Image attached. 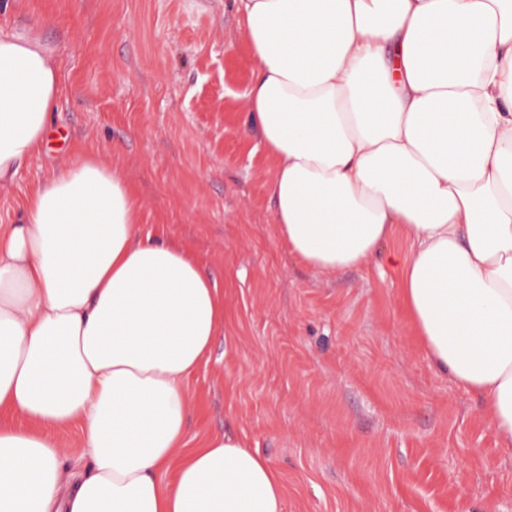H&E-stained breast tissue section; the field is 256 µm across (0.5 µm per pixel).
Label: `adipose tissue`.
<instances>
[{
  "mask_svg": "<svg viewBox=\"0 0 512 512\" xmlns=\"http://www.w3.org/2000/svg\"><path fill=\"white\" fill-rule=\"evenodd\" d=\"M230 8L280 236L333 273L403 230L390 261L422 346L511 448L512 0ZM60 94L37 26L0 24V185L39 154ZM141 212L89 151L0 225V512H284L276 468L239 436L184 443L224 296ZM72 425L78 461L50 435Z\"/></svg>",
  "mask_w": 512,
  "mask_h": 512,
  "instance_id": "ef3b65f1",
  "label": "adipose tissue"
}]
</instances>
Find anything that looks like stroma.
Returning a JSON list of instances; mask_svg holds the SVG:
<instances>
[{"instance_id": "1", "label": "stroma", "mask_w": 512, "mask_h": 512, "mask_svg": "<svg viewBox=\"0 0 512 512\" xmlns=\"http://www.w3.org/2000/svg\"><path fill=\"white\" fill-rule=\"evenodd\" d=\"M225 0H0L55 50L49 146L0 187V225L84 149L127 172L144 232L185 248L224 293L191 376L187 437L233 432L270 458L285 512H512V447L432 367L383 257L321 273L273 220L274 163L246 131L248 50Z\"/></svg>"}]
</instances>
